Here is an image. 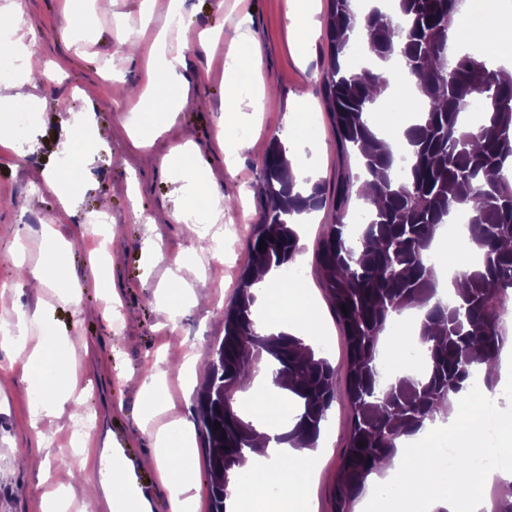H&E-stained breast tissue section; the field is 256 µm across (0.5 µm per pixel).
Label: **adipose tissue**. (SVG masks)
Masks as SVG:
<instances>
[{"label":"adipose tissue","instance_id":"ef3b65f1","mask_svg":"<svg viewBox=\"0 0 512 512\" xmlns=\"http://www.w3.org/2000/svg\"><path fill=\"white\" fill-rule=\"evenodd\" d=\"M184 47L168 50L165 36H158L151 49V58L146 82L134 92L132 118L129 127L136 140L146 144L153 140L167 124L171 112L186 101L187 88L179 76L184 58ZM262 51L253 39H246L231 61L224 67V135L230 138L235 152L251 147V140L237 136V125L246 111H264L268 97L264 90H257L249 99H242L241 88L246 79L261 72ZM164 165L174 166L179 178L185 183L190 197L178 213V220H186L192 213L196 200L206 197L211 206H218L223 195L214 181L205 180L203 169L190 142L172 145L163 159ZM45 260L30 275L35 287L49 282L65 283V298L79 304L81 285L69 280L62 254L68 244L56 240L51 225L43 227ZM255 322L261 332H283L312 343L317 339L323 312L307 299L305 289L283 288L276 272H268L256 284ZM54 357L52 378L43 389L37 406L32 408L31 424H38L42 415L55 413L58 405L75 394L76 351L66 347L55 351L49 347L35 349L27 358L30 369H38L45 357ZM239 404L248 406L258 417L256 428L268 438L264 453L246 454L239 471L246 474V481H235L230 485L231 503L248 505L249 512H306L310 495L309 475L315 466L317 449L299 451L296 464L283 468L279 462L285 447L277 443L284 427L280 421L288 411V397L281 393L275 382L274 372L260 368L252 384L238 396ZM478 404L468 393L455 398L444 420L426 423L414 435L401 438L398 450L387 470L386 479H375L372 483L378 494H386L388 481L395 480L406 488L405 495L398 499V512H491L492 505L478 492L482 484L496 475L493 467L475 471L471 467L458 468L453 481V490L442 493L436 486L427 467L433 450L430 442L443 432H452L462 453L473 459L483 458L486 450L480 439ZM190 427L188 421H180L176 429L162 428L154 435L158 448L157 465L167 483L171 512H189L191 499L188 491L193 480L191 468L175 471L169 466L174 457L190 458L192 451L182 445L179 434ZM102 485L111 486L120 500L122 512H149L148 504L139 488L129 482L126 465L120 457H113L111 467L101 474Z\"/></svg>","mask_w":512,"mask_h":512}]
</instances>
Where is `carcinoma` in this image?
Here are the masks:
<instances>
[{"instance_id":"carcinoma-1","label":"carcinoma","mask_w":512,"mask_h":512,"mask_svg":"<svg viewBox=\"0 0 512 512\" xmlns=\"http://www.w3.org/2000/svg\"><path fill=\"white\" fill-rule=\"evenodd\" d=\"M461 3L397 0L361 11L357 0H330L326 34L334 64L326 94L334 132L343 150L360 156L363 174L374 177L370 191L359 193L363 222L354 236L342 210L350 177L336 184L337 218L314 255L330 311L346 336L353 411L333 488L334 512H355L399 439L448 414L451 398L473 388L474 377L493 389L508 339L503 304L512 290V177L504 168L512 160V81H503L475 49L448 57V30ZM397 77L412 82L403 109L415 113L404 130L407 149L398 156L372 122ZM476 98L482 109L470 118L467 107ZM262 164L266 206L247 239L251 263L224 313V338L207 353L197 396L210 512H226L244 454L264 453L255 417L234 408L260 364L275 367L277 384L293 398L294 422L278 438L291 448L316 446L335 399L326 358L301 338L258 333L253 320V286L271 269L295 262L300 217L326 205L330 194L325 185L296 177L277 140ZM460 211L478 261L454 282L458 296L444 303L433 256L438 230ZM406 309L423 312L416 344L430 365L421 375L384 383L379 345L392 316Z\"/></svg>"}]
</instances>
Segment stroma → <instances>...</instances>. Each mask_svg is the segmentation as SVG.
<instances>
[{"mask_svg": "<svg viewBox=\"0 0 512 512\" xmlns=\"http://www.w3.org/2000/svg\"><path fill=\"white\" fill-rule=\"evenodd\" d=\"M22 31L51 74L48 82L35 86L0 82V94L19 95L30 105L33 120L27 135L34 141L28 156L20 157L0 147V198L13 199L14 207L0 208V288L9 302L27 312L45 311L46 320L29 328L30 345L65 340L79 345L77 384L85 394L78 403H66L61 413L43 418L45 439L30 433L29 414L33 397L30 378L22 366H10V351L0 350V512H42V497L52 483L42 482L37 471L19 467L17 452L39 457L57 479L82 498L93 469L83 467L70 454L65 428L75 406L92 416L94 447L103 456L123 454L128 478L142 492L151 512H170L169 490L155 473L156 448L153 432L175 420H194L195 396L205 372L187 373L183 362L172 360L166 349L179 338L185 352L205 358L224 336V312L234 298L241 271L249 264L246 235L236 236L225 247L223 261L203 258L181 268L171 260L176 253L195 245L191 225L172 220L185 196L174 170L161 164L162 157L177 142L192 141L206 176L214 178L228 204L213 233L231 227L236 218L253 224L264 201L257 190L263 182L262 161L270 142L282 133L293 104L304 97L318 119V131L303 153L310 162L313 181L333 186L342 174L360 173L359 158L346 157L332 131L329 107L323 91L328 69L326 20L330 0H315L316 21L307 51H300L289 36L286 0H186L182 27L192 34L215 32L206 47L186 53L181 75L188 89L187 103L175 112L168 127L145 150L134 149L125 132L130 104L113 94V82L105 70L110 57L124 55L129 43L152 42L163 29L169 6L166 0H87L95 14L93 27L73 24L67 0H19ZM250 36L262 44L260 83L271 85L275 95L257 121L241 123L238 134L252 137L250 150L227 165V151L218 141L224 111V73L216 58L230 60L240 37ZM97 93L84 97L87 87ZM88 112L95 113L92 136L104 140L85 173L63 179L71 197L70 212H63L58 197L37 189L33 181L42 172L61 170L65 156L59 146L60 122ZM107 209L112 223V291L122 303L123 324L103 315L104 301L92 288L83 289L79 306L64 299V292L51 284L41 290L28 286L29 271L44 260L37 216L54 217L58 237L71 243L69 274L84 279L88 273L87 250L79 238L90 219ZM336 216L333 206L312 212L299 226L302 287L308 288L319 305H326L324 291L313 271L318 240ZM26 240V251L14 256L16 236ZM147 240L163 246V260L151 261L143 251ZM206 281L205 304L171 316L158 302L166 285L197 287ZM325 339L317 343L319 354L335 370L336 400L322 428L325 448L315 466L311 487V512H333L331 488L336 480L342 451L347 442L352 407L345 382L347 343L333 317H326ZM162 376L164 410L142 421L140 392L147 377Z\"/></svg>", "mask_w": 512, "mask_h": 512, "instance_id": "35a3bbf8", "label": "stroma"}]
</instances>
